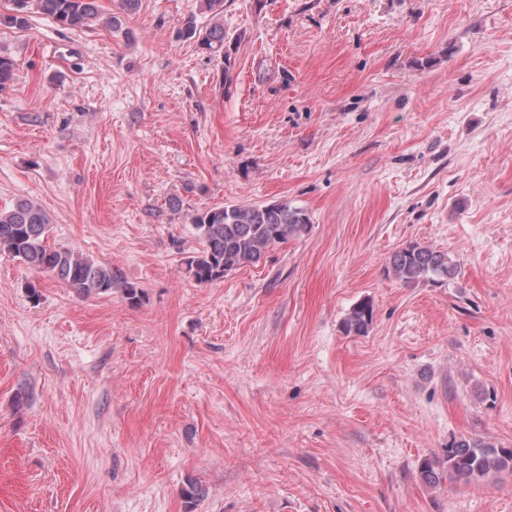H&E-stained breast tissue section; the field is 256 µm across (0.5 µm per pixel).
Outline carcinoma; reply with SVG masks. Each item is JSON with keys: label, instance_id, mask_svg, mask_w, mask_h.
Segmentation results:
<instances>
[{"label": "carcinoma", "instance_id": "1", "mask_svg": "<svg viewBox=\"0 0 512 512\" xmlns=\"http://www.w3.org/2000/svg\"><path fill=\"white\" fill-rule=\"evenodd\" d=\"M8 22L27 24L31 12L47 16L64 28H83L100 20L98 0H12ZM201 49L224 58V72L232 67L236 42L216 21L198 34ZM52 216L32 198H20L8 210H0V253L24 262L36 272L58 278L78 297L99 296L121 288L128 299L139 291L128 284L119 270L96 263L67 247L48 242ZM191 224L203 241L201 250L181 258L185 273L198 284H211L232 271L255 265L266 252L291 238L305 235L310 226L306 211L286 201L266 205H219L202 210ZM388 274L409 286L427 279L451 280L458 267L448 254L418 241H410L391 255ZM373 320V305L362 300L352 307L342 323L348 335L367 333ZM425 484L442 481L471 485L490 477H512V448L497 446L477 437L453 440L442 459H426L420 465Z\"/></svg>", "mask_w": 512, "mask_h": 512}]
</instances>
